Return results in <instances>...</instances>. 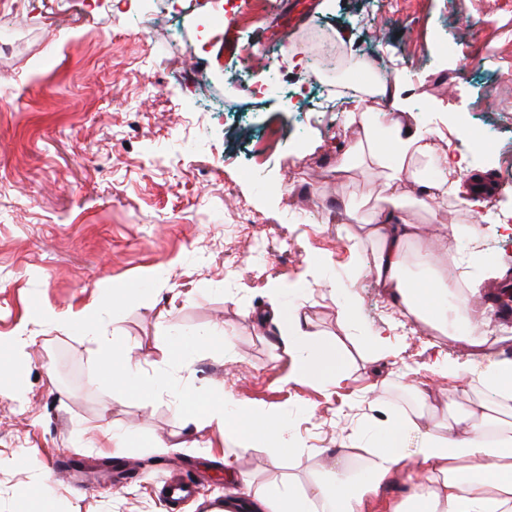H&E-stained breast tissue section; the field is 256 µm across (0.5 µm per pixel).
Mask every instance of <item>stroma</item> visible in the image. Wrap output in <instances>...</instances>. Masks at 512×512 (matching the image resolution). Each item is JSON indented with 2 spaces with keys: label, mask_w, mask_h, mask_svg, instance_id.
<instances>
[{
  "label": "stroma",
  "mask_w": 512,
  "mask_h": 512,
  "mask_svg": "<svg viewBox=\"0 0 512 512\" xmlns=\"http://www.w3.org/2000/svg\"><path fill=\"white\" fill-rule=\"evenodd\" d=\"M169 2L0 0V358L13 365L11 385L0 384V512H210L243 473L257 489L285 477L304 486L342 440L412 412L411 388L444 394L512 359V317L497 313L485 276L492 265L512 280V229L493 223L512 212V44L502 38L512 0H313L301 17L289 0H253L233 21L242 42L283 57L275 91L261 97L251 90L264 68L218 55L224 28L210 14L224 0H184L177 13ZM315 31L360 69L388 60L405 71L403 125L467 113L487 133L482 151L453 126L434 145L464 155L463 181L491 177L492 195L472 206L389 187L358 153L337 177V157L364 129L335 73L307 79ZM452 40L464 48L453 58ZM272 124L283 140L254 161ZM391 195L393 216L422 225L443 275L483 278L477 312L496 341L482 353L450 340L456 322L439 334L401 319L368 276L374 246L358 222ZM342 285L358 302L350 325ZM284 287L309 330L342 347L337 382H286L293 361L277 328L252 318ZM89 309L99 332L77 324ZM204 332L225 346L180 352ZM100 334L132 352L138 381L100 380ZM217 386L282 412L292 453L274 466L265 446L227 463L232 438L183 404ZM105 424L123 453L86 445L83 429ZM158 437L176 449L153 447ZM404 453L365 512H391L420 480L412 448ZM162 475L192 480L194 497L167 500Z\"/></svg>",
  "instance_id": "35a3bbf8"
}]
</instances>
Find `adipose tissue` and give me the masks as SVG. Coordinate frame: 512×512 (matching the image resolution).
<instances>
[{
	"instance_id": "adipose-tissue-1",
	"label": "adipose tissue",
	"mask_w": 512,
	"mask_h": 512,
	"mask_svg": "<svg viewBox=\"0 0 512 512\" xmlns=\"http://www.w3.org/2000/svg\"><path fill=\"white\" fill-rule=\"evenodd\" d=\"M381 129V134H368L366 142L370 159L383 169L387 183L407 176L428 196L459 191L460 163L448 164L441 181L435 183L416 174L415 159L430 155L433 149L422 128L409 130L391 120ZM363 229L365 238L375 245L371 272L391 293L394 306L404 316L443 329L447 316L442 305L454 301L457 319L468 325L459 343L482 351L488 339L470 324V300L479 293L480 282L472 280L459 289L435 278L425 290L408 286L404 280L408 263L424 271L431 268L430 251H409L421 234L419 225L393 223L391 213L382 208ZM262 318L283 328L281 344L295 360L292 379L332 382L340 375L344 356L338 346L306 331L295 309L273 305ZM461 397L467 402L465 411H457L458 399L453 398L440 409L427 389H417L415 413L386 417L369 437L341 442L332 464L309 487L277 486L242 493L241 512H362L365 499L399 473L403 450L410 444L425 479L392 512H512V424L498 421L499 414L512 413V360L490 363L462 390ZM200 424L229 430L238 456L279 436L286 421L269 409L229 407L219 389ZM360 452L367 456V470L355 478L346 463Z\"/></svg>"
}]
</instances>
